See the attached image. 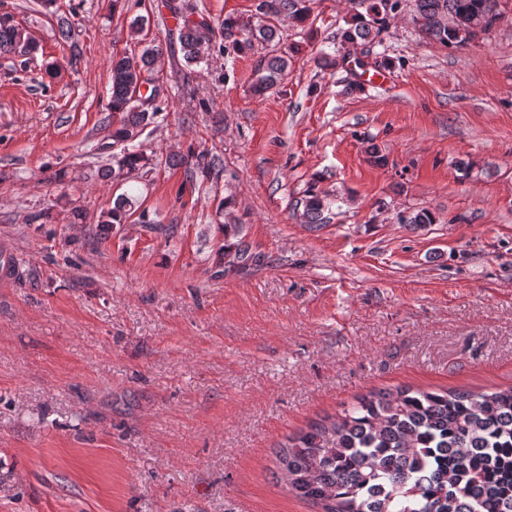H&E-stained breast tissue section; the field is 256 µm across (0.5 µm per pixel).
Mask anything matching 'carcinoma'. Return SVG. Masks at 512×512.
I'll use <instances>...</instances> for the list:
<instances>
[{
	"instance_id": "obj_1",
	"label": "carcinoma",
	"mask_w": 512,
	"mask_h": 512,
	"mask_svg": "<svg viewBox=\"0 0 512 512\" xmlns=\"http://www.w3.org/2000/svg\"><path fill=\"white\" fill-rule=\"evenodd\" d=\"M354 13L340 42L372 51L384 46L394 21L411 7L425 35L444 47L462 48L493 29L499 0H351ZM176 20L165 44L109 61L112 163L102 176L136 177L150 172L135 141L162 111L164 88L152 77L164 51L181 54L186 66L200 62L206 46L245 53L255 42L272 44L256 57L253 93L276 87L288 69V52L274 44L275 20L286 14L305 23V0H257L252 18L216 21L190 18L187 6L166 0ZM33 51L27 30L0 16V57ZM124 197L106 218L108 230L127 219ZM305 223L331 219V206L309 193L296 201ZM275 465L283 486L321 512H512V386L490 393L395 387L369 391L334 416H325L278 444Z\"/></svg>"
}]
</instances>
